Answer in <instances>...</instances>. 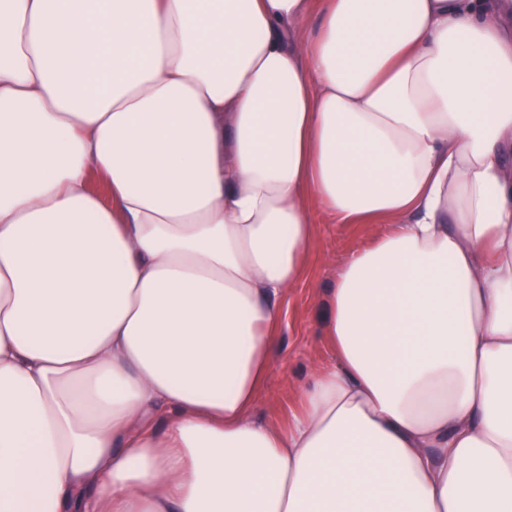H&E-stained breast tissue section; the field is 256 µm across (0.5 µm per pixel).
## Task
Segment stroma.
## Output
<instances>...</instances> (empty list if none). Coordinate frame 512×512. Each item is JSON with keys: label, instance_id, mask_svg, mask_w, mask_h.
Returning a JSON list of instances; mask_svg holds the SVG:
<instances>
[{"label": "stroma", "instance_id": "stroma-1", "mask_svg": "<svg viewBox=\"0 0 512 512\" xmlns=\"http://www.w3.org/2000/svg\"><path fill=\"white\" fill-rule=\"evenodd\" d=\"M381 230L377 224H333L319 217L308 247L304 277L285 296L278 346L267 371L265 390L254 415L265 424L283 423L307 378L331 358L322 331L326 290L337 269Z\"/></svg>", "mask_w": 512, "mask_h": 512}]
</instances>
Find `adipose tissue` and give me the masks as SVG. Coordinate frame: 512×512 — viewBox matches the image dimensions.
<instances>
[{"label": "adipose tissue", "instance_id": "1", "mask_svg": "<svg viewBox=\"0 0 512 512\" xmlns=\"http://www.w3.org/2000/svg\"><path fill=\"white\" fill-rule=\"evenodd\" d=\"M511 76L512 0H0V512H512ZM317 223V236L308 246L307 271L286 293L278 346L254 412L265 424L283 423L304 382L331 359L322 331L326 290L332 287L336 270L385 228L382 224H332L321 213Z\"/></svg>", "mask_w": 512, "mask_h": 512}]
</instances>
